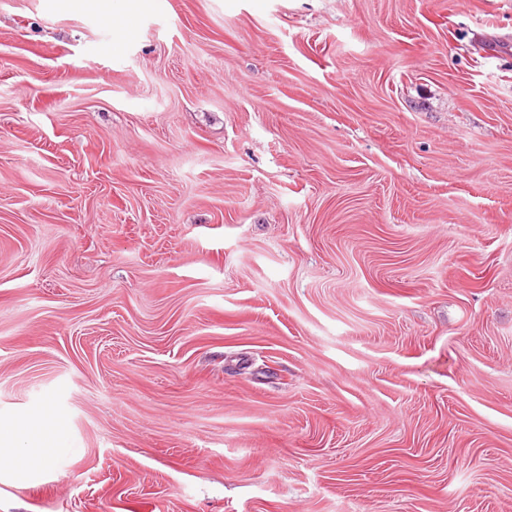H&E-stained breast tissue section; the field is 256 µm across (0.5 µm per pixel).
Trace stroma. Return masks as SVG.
Wrapping results in <instances>:
<instances>
[{
    "label": "stroma",
    "instance_id": "35a3bbf8",
    "mask_svg": "<svg viewBox=\"0 0 512 512\" xmlns=\"http://www.w3.org/2000/svg\"><path fill=\"white\" fill-rule=\"evenodd\" d=\"M121 7L0 0V512H512V0Z\"/></svg>",
    "mask_w": 512,
    "mask_h": 512
}]
</instances>
